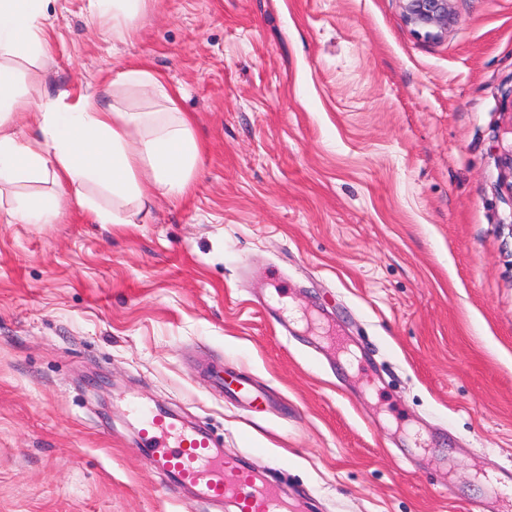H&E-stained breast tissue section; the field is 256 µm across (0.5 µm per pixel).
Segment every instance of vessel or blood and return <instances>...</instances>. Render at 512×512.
Listing matches in <instances>:
<instances>
[{"label": "vessel or blood", "instance_id": "obj_1", "mask_svg": "<svg viewBox=\"0 0 512 512\" xmlns=\"http://www.w3.org/2000/svg\"><path fill=\"white\" fill-rule=\"evenodd\" d=\"M132 411L141 420L142 439L153 450L150 465L195 487L201 500L229 499L238 512H292L279 485L259 472L245 469L226 477L228 463L208 435L138 403Z\"/></svg>", "mask_w": 512, "mask_h": 512}]
</instances>
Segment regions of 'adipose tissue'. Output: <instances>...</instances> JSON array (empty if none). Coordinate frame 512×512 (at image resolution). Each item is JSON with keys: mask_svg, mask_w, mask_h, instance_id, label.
<instances>
[{"mask_svg": "<svg viewBox=\"0 0 512 512\" xmlns=\"http://www.w3.org/2000/svg\"><path fill=\"white\" fill-rule=\"evenodd\" d=\"M146 2L88 0V6L121 38ZM46 18V0H0V188L48 182L56 189L0 210V223L47 224L67 204L88 211L98 224H128L133 209L143 206L144 189L167 198L186 194L203 146L191 116L178 106L177 89L149 67L123 69L111 85L138 89L162 102L160 111H133L88 95L69 105H34L17 93L9 60L21 57L34 65L50 57ZM28 112L32 129L21 139L12 124Z\"/></svg>", "mask_w": 512, "mask_h": 512, "instance_id": "ef3b65f1", "label": "adipose tissue"}]
</instances>
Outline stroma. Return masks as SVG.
Returning a JSON list of instances; mask_svg holds the SVG:
<instances>
[{
  "label": "stroma",
  "instance_id": "1",
  "mask_svg": "<svg viewBox=\"0 0 512 512\" xmlns=\"http://www.w3.org/2000/svg\"><path fill=\"white\" fill-rule=\"evenodd\" d=\"M454 8L149 0L119 39L48 0L23 95L145 61L205 151L135 223H0V512H236L149 466L132 401L302 512H512V0ZM405 21L426 37L448 34L456 21L453 0H399Z\"/></svg>",
  "mask_w": 512,
  "mask_h": 512
}]
</instances>
